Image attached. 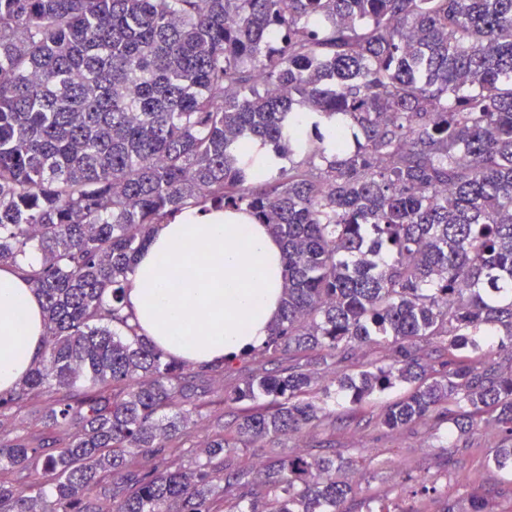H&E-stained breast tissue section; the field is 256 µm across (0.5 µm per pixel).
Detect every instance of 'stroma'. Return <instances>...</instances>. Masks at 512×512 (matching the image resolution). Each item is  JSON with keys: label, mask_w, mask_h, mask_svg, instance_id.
Segmentation results:
<instances>
[{"label": "stroma", "mask_w": 512, "mask_h": 512, "mask_svg": "<svg viewBox=\"0 0 512 512\" xmlns=\"http://www.w3.org/2000/svg\"><path fill=\"white\" fill-rule=\"evenodd\" d=\"M401 393L397 387L378 396L369 408L371 422L349 418L336 429L337 447L360 449L371 459L369 467L351 476L355 494L346 503L348 512H365L363 501L367 498L379 501L389 512H445L448 501L466 495L476 481L489 491L495 512H512V472L487 468L486 436L452 437L458 448L452 456L424 428L391 433L375 424V417ZM449 458L454 461L450 467L445 464ZM426 471L447 485V496L413 494L412 477Z\"/></svg>", "instance_id": "obj_1"}]
</instances>
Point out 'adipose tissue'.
Returning <instances> with one entry per match:
<instances>
[{
  "instance_id": "obj_1",
  "label": "adipose tissue",
  "mask_w": 512,
  "mask_h": 512,
  "mask_svg": "<svg viewBox=\"0 0 512 512\" xmlns=\"http://www.w3.org/2000/svg\"><path fill=\"white\" fill-rule=\"evenodd\" d=\"M284 264L278 239L245 212L184 209L158 225L128 275L125 311L166 355L199 365L258 348L277 318ZM42 301L0 266V392L38 360Z\"/></svg>"
}]
</instances>
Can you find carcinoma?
<instances>
[{
  "instance_id": "obj_1",
  "label": "carcinoma",
  "mask_w": 512,
  "mask_h": 512,
  "mask_svg": "<svg viewBox=\"0 0 512 512\" xmlns=\"http://www.w3.org/2000/svg\"><path fill=\"white\" fill-rule=\"evenodd\" d=\"M256 142L288 166L258 165ZM190 206L246 210L283 242L259 351L288 367L224 391L250 408L187 468L175 443L243 356L188 373L123 298L156 226ZM2 264L47 332L0 393V512H99L104 492L113 512H348L354 459L331 438L233 459L334 431L337 406L398 383L380 427L483 430L487 466L511 470L512 0H0ZM40 394L65 438L5 425ZM463 512H491L485 493Z\"/></svg>"
}]
</instances>
